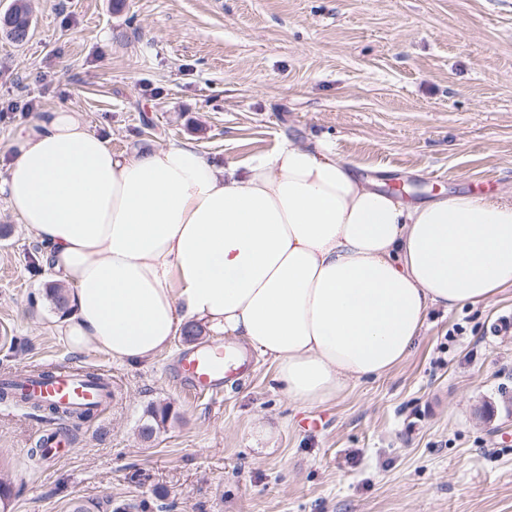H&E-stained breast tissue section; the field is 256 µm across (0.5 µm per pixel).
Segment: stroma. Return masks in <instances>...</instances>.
<instances>
[{
	"mask_svg": "<svg viewBox=\"0 0 512 512\" xmlns=\"http://www.w3.org/2000/svg\"><path fill=\"white\" fill-rule=\"evenodd\" d=\"M28 3V40L0 35V176L22 129L65 108L116 151L189 143L224 165L323 141L407 201L512 195V0ZM4 225L0 373L102 369L115 397L77 425L0 410V512H512V288L431 310L397 368L305 411L254 351L221 395L187 392L179 355L230 336H178L146 364L71 352L0 199ZM153 405L169 416L146 441ZM45 429L74 450L29 466Z\"/></svg>",
	"mask_w": 512,
	"mask_h": 512,
	"instance_id": "stroma-1",
	"label": "stroma"
}]
</instances>
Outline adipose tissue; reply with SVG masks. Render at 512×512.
I'll return each mask as SVG.
<instances>
[{
	"label": "adipose tissue",
	"instance_id": "1",
	"mask_svg": "<svg viewBox=\"0 0 512 512\" xmlns=\"http://www.w3.org/2000/svg\"><path fill=\"white\" fill-rule=\"evenodd\" d=\"M0 196L70 286L72 352L138 364L200 324L271 359L300 408L392 371L431 308L512 287V198L405 202L321 142L220 168L188 144L113 151L58 109L15 141Z\"/></svg>",
	"mask_w": 512,
	"mask_h": 512
}]
</instances>
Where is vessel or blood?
<instances>
[{
    "mask_svg": "<svg viewBox=\"0 0 512 512\" xmlns=\"http://www.w3.org/2000/svg\"><path fill=\"white\" fill-rule=\"evenodd\" d=\"M246 358L231 346L208 345L185 354L177 371L187 389L194 393L219 392L224 383L243 375ZM22 391L30 400L54 404L65 409L102 408L112 391V379H89L67 369L56 368L46 377L30 374L21 377Z\"/></svg>",
    "mask_w": 512,
    "mask_h": 512,
    "instance_id": "vessel-or-blood-1",
    "label": "vessel or blood"
}]
</instances>
